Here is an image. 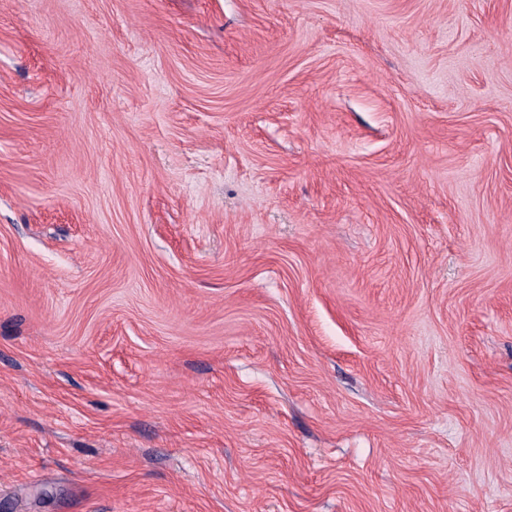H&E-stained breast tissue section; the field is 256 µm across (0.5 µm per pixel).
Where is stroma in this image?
I'll return each mask as SVG.
<instances>
[{"label":"stroma","mask_w":512,"mask_h":512,"mask_svg":"<svg viewBox=\"0 0 512 512\" xmlns=\"http://www.w3.org/2000/svg\"><path fill=\"white\" fill-rule=\"evenodd\" d=\"M0 512H512V0H0Z\"/></svg>","instance_id":"1"}]
</instances>
